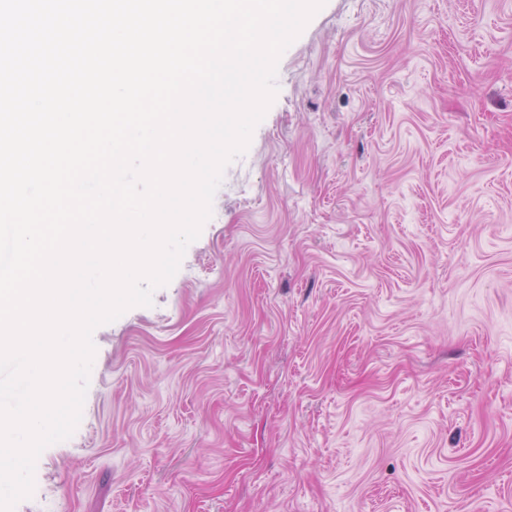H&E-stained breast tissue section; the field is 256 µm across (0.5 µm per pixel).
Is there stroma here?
Here are the masks:
<instances>
[{"label": "stroma", "instance_id": "obj_1", "mask_svg": "<svg viewBox=\"0 0 512 512\" xmlns=\"http://www.w3.org/2000/svg\"><path fill=\"white\" fill-rule=\"evenodd\" d=\"M15 512H512V0H326Z\"/></svg>", "mask_w": 512, "mask_h": 512}]
</instances>
